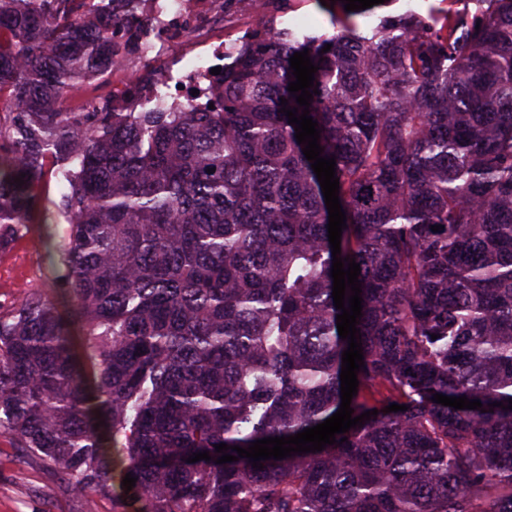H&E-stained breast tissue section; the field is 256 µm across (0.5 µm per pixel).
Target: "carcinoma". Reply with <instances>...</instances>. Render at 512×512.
<instances>
[{"mask_svg":"<svg viewBox=\"0 0 512 512\" xmlns=\"http://www.w3.org/2000/svg\"><path fill=\"white\" fill-rule=\"evenodd\" d=\"M315 2L329 38L224 42L213 109L122 112L92 90V53L112 58L128 18L0 0V250L40 223L50 166L67 222L39 236L63 308L40 292L0 309V436L62 491L111 496L129 473V512H512V0L364 24L392 0ZM304 50L340 258L361 268L351 417L378 415L261 470L218 464L217 444L235 456L341 404L328 210L280 112L303 114Z\"/></svg>","mask_w":512,"mask_h":512,"instance_id":"cac0c4a2","label":"carcinoma"}]
</instances>
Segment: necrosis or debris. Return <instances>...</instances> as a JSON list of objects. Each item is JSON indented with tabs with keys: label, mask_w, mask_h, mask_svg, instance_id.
<instances>
[{
	"label": "necrosis or debris",
	"mask_w": 512,
	"mask_h": 512,
	"mask_svg": "<svg viewBox=\"0 0 512 512\" xmlns=\"http://www.w3.org/2000/svg\"><path fill=\"white\" fill-rule=\"evenodd\" d=\"M144 22L137 32L142 55L162 65L163 85L115 77L112 92L126 112L164 110L182 102L202 108L207 79L224 64V0H140Z\"/></svg>",
	"instance_id": "obj_1"
}]
</instances>
